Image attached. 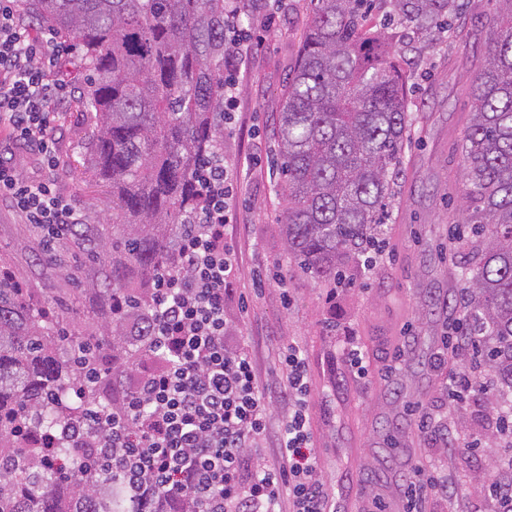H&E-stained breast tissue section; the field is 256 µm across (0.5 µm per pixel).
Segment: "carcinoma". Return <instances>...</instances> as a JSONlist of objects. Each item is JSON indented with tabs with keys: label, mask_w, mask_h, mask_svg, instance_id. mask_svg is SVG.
Wrapping results in <instances>:
<instances>
[{
	"label": "carcinoma",
	"mask_w": 512,
	"mask_h": 512,
	"mask_svg": "<svg viewBox=\"0 0 512 512\" xmlns=\"http://www.w3.org/2000/svg\"><path fill=\"white\" fill-rule=\"evenodd\" d=\"M493 34L469 84L473 99L461 146L463 222L470 258L457 282L467 302L458 318L499 387L493 411L512 413V0H495ZM225 0H24L23 7L75 46L85 73L78 101L93 121L83 149L95 182L112 192V234L92 248L112 251V298L143 300L174 262L181 227L200 210L196 179L224 151ZM312 17L279 112V171L287 196L288 258L332 284L378 237L409 136V76L397 60L399 30L425 35L460 14L458 0H310ZM54 316L0 273V512H126L118 475L85 482L71 449L41 462L17 437L53 433L88 406L111 409L92 384L75 396L80 338L65 343ZM102 339L126 356L142 350L112 317Z\"/></svg>",
	"instance_id": "carcinoma-1"
}]
</instances>
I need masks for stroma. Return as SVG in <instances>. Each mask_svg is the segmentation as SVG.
I'll return each instance as SVG.
<instances>
[{
  "mask_svg": "<svg viewBox=\"0 0 512 512\" xmlns=\"http://www.w3.org/2000/svg\"><path fill=\"white\" fill-rule=\"evenodd\" d=\"M492 9L491 0H464L452 29L435 32V50L421 51L409 81L412 135L402 150L401 175L383 226L392 260L371 274L360 259L350 260L345 281L331 300L327 285L309 278L286 256V198L276 166L278 115L309 24L308 0H271V12L280 16L273 30L257 20L250 24L257 43L241 74L235 120L224 132L225 157L242 164V192L226 227L242 261L237 292L226 300L224 313L247 337L262 378L280 375L281 340H292L303 351L321 468L331 495L350 497L351 512H368L370 500L363 491L372 484L384 499L400 501L396 479L435 462L467 491L454 497L429 496L426 512H493L488 490L476 478L488 460L499 461L498 480H512V469L503 463V440L484 435L492 414L482 395H474L447 419L452 436L464 432L480 439V448L472 451L446 452L419 433L406 414L412 405L420 411H444L448 373L465 367L466 354L451 352L405 375L381 377L395 347L444 338L456 316L455 307L446 306L445 300L456 292V267L464 260L448 244L463 205L460 150L472 111L465 87L486 51L488 34L482 22ZM54 123L60 139L59 188L81 206L90 224H104L112 216V192L85 177L87 160L78 149L90 122L71 98L61 105ZM248 154L253 157L249 163L244 160ZM0 270L34 288L51 311L68 320L73 335L100 332L111 319L112 293L103 286L112 276L111 253L85 261L82 240L71 238L62 242L56 259H47L37 249L36 229L21 223L4 204ZM257 273L271 285L249 310H242L239 296L248 292ZM286 294L291 297L287 304L282 301ZM349 332L367 356V372L361 377L353 374L340 350Z\"/></svg>",
  "mask_w": 512,
  "mask_h": 512,
  "instance_id": "35a3bbf8",
  "label": "stroma"
}]
</instances>
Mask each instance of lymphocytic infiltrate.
<instances>
[{"mask_svg": "<svg viewBox=\"0 0 512 512\" xmlns=\"http://www.w3.org/2000/svg\"><path fill=\"white\" fill-rule=\"evenodd\" d=\"M224 112L233 122L249 35L235 4L224 9ZM66 52L47 27L0 0V203L38 228L49 248L86 223L58 186L53 119L68 94L55 78ZM32 173H23L25 160ZM241 182L221 161L199 181L204 206L176 244L172 268L154 281L131 329L144 355L118 410L89 408L60 432L38 436L43 456L65 442L91 478L115 471L127 495L157 512H330L331 495L311 430L308 363L282 344L283 385L260 377L243 337L224 316L239 269L224 228ZM286 413L275 417V404Z\"/></svg>", "mask_w": 512, "mask_h": 512, "instance_id": "obj_1", "label": "lymphocytic infiltrate"}]
</instances>
